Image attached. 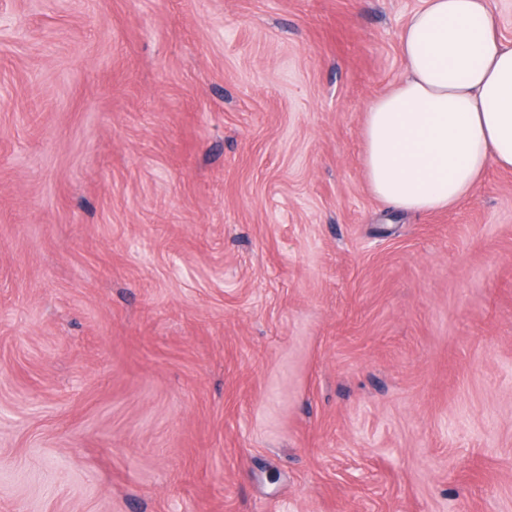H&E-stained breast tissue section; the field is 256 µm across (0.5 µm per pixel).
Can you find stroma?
<instances>
[{"instance_id":"obj_1","label":"stroma","mask_w":512,"mask_h":512,"mask_svg":"<svg viewBox=\"0 0 512 512\" xmlns=\"http://www.w3.org/2000/svg\"><path fill=\"white\" fill-rule=\"evenodd\" d=\"M422 0H0V512H512V171L371 190Z\"/></svg>"}]
</instances>
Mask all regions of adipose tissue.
Listing matches in <instances>:
<instances>
[{
  "label": "adipose tissue",
  "mask_w": 512,
  "mask_h": 512,
  "mask_svg": "<svg viewBox=\"0 0 512 512\" xmlns=\"http://www.w3.org/2000/svg\"><path fill=\"white\" fill-rule=\"evenodd\" d=\"M405 75L362 129L372 191L410 210L448 209L489 166L512 170V45L488 0H424L400 34Z\"/></svg>",
  "instance_id": "adipose-tissue-1"
}]
</instances>
